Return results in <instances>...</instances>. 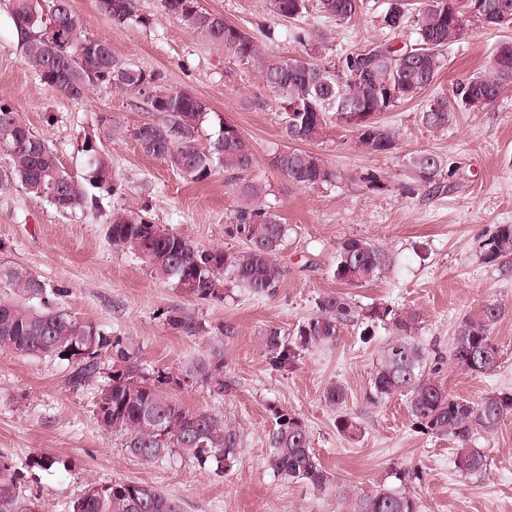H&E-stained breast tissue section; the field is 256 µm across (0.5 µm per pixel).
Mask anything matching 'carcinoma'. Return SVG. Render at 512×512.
I'll return each instance as SVG.
<instances>
[{"label": "carcinoma", "mask_w": 512, "mask_h": 512, "mask_svg": "<svg viewBox=\"0 0 512 512\" xmlns=\"http://www.w3.org/2000/svg\"><path fill=\"white\" fill-rule=\"evenodd\" d=\"M117 27L131 23L147 26L139 0H101ZM319 10L339 22L350 20L366 0H318ZM456 0H424L410 12L405 0H388L378 15L379 25L395 32L412 24L414 43L394 48L375 44L363 50H346L330 58L323 36L299 28L293 38L306 47L307 57L288 58L261 54L256 38L229 24L224 16L205 10L199 0H160L163 11L187 29L205 35L224 47L239 63L258 68L263 83L283 93L282 124L288 144L274 152L272 168L296 186L331 187L342 173L321 156L296 144L320 137L329 115L336 113L350 125L355 143L371 153L389 152L396 133L373 116L389 112L421 94L445 67L446 51L469 31L484 28L483 7L497 5L512 21V0H467L468 12H456ZM270 15L296 19L306 0H266ZM11 19L24 37V62L39 80L67 98L79 100L98 87L124 91L142 99L157 114L142 122L130 135L148 156L160 158L192 182H203L221 169L235 178L237 196L225 233L244 247L228 252L219 247L201 248L146 219L147 208L118 209L112 213L108 238L112 247L139 259L154 277L171 283L201 300L222 299L224 275L256 295L278 288L285 274L278 255L290 226L282 221L269 200L265 180L250 178L255 154L252 143L234 125L211 116L208 104L186 91L167 88L164 72L147 70L112 53L111 44L82 35V21L69 0H11ZM512 89V43L499 45L485 71L457 80L447 93L425 100L420 112L423 125L444 128L455 106L485 107ZM218 120L217 138L204 150L197 145L199 128ZM87 174L75 178L59 164L46 140L33 131L23 112L0 101V186L16 183L27 193L48 201L67 213L96 198L92 187L120 195L123 184L109 155L86 138L78 144ZM440 156L416 152L405 161L415 182L427 186L442 171ZM481 259L504 273H512V224H499L482 241ZM388 252L358 236H347L336 247L334 278L349 286L372 282L389 266ZM0 288L12 297L0 298V351L19 356L58 358L72 364L68 382L83 385L102 377L96 419L107 433L120 439L125 451L140 460L164 458L190 461L216 474L230 469L244 447V432L221 412H190L169 394L173 376L159 371L144 374L139 365L140 347L128 336H117L73 317L58 302L61 291L20 265L0 263ZM502 310L488 304L477 317L463 318L454 331L449 358L474 374H487L498 366L499 349L492 332ZM165 321L185 336L204 339L201 351L177 369V376L200 381L222 395L224 337L231 328H220L205 338L207 330L182 308L164 312ZM415 312L376 304L361 308L343 292H328L316 301L315 314L290 334L279 328L263 331V352L277 370L291 366L300 350L333 345L344 326L360 329V339L371 342L378 328L390 332L379 351L368 400L377 404L396 394L408 397L414 425L436 437L457 444L453 468L461 476L481 475L488 460L476 445L481 434L493 433L512 416V391L491 392L477 401L453 396L437 381L428 356L414 340ZM275 420L267 437L269 465L277 476L325 490L329 476L311 448L307 425L298 414L271 408ZM418 473L393 469L387 481L359 500V512H416L409 485ZM70 512H181L177 500L166 493L131 481L91 483L70 506ZM0 512H35L23 495L20 475L0 453Z\"/></svg>", "instance_id": "carcinoma-1"}]
</instances>
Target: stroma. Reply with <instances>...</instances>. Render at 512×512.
<instances>
[{"label":"stroma","mask_w":512,"mask_h":512,"mask_svg":"<svg viewBox=\"0 0 512 512\" xmlns=\"http://www.w3.org/2000/svg\"><path fill=\"white\" fill-rule=\"evenodd\" d=\"M139 3L149 26L122 28L112 25L100 0H71L86 37L108 40L116 56L164 71L169 88L202 98L251 141L253 173L270 183L278 210L292 227L279 253L283 280L270 295L233 286L225 299L200 300L113 248L107 234L113 211L145 203L151 222L198 246L241 249L242 241L224 232L236 206L233 180L219 171L195 183L145 155L130 130L153 115L137 107L132 95L102 87L75 101L44 85L23 61L9 0H0V99L24 112L74 176L85 174L78 144L87 137L102 141L125 191L98 194L96 204L61 213L18 184L0 187V262L22 265L62 289L60 304L80 321L134 338L148 374L177 368L201 348L200 339L170 328L163 311L183 308L212 332L231 327L232 335L224 339V378L231 381V392L220 395L196 383L172 387L170 393L187 410L220 411L237 421L245 448L235 466L221 474L190 462L134 458L97 423L99 382L73 387L66 361L0 352V453L20 469L24 496L38 512H68L87 485L124 480L165 492L181 512H357L359 499L378 489L390 468L401 467L420 474L414 486L419 512H512V416L478 442L489 456L487 471L462 477L453 469L454 441L415 429L405 397L376 405L368 401L387 330L365 344L358 328L343 327L334 345L303 350L285 371L272 369L262 350L264 329L294 330L315 313L320 295L339 290L333 276L336 244L354 235L392 257L379 278L349 288L357 305L388 303L415 311L416 340L437 365L436 378L448 393L475 401L491 391H512V275L480 257V244L496 225L512 224V91L488 107L458 108L444 129L421 123L416 100L378 114V121L397 133L394 149L383 154L356 148L346 121L332 117L325 134L305 148L344 179L328 189L298 187L269 166L272 152L287 142L281 93L263 84L256 67L240 64L167 15L160 0ZM200 4L255 35L265 25L283 30V37L261 45L265 53L285 58L305 55L291 36L296 25L323 35L334 54L413 40L410 30L390 32L377 24L385 0H370L368 9L343 23L324 17L313 4L295 24L270 16L265 0ZM510 40L512 23L464 36L448 48L445 68L426 96L480 72L495 47ZM105 114L116 126L109 140L100 124ZM417 151L442 158L435 186L417 185L405 167V158ZM369 173L384 177L383 189L365 187L362 178ZM489 303L502 309L492 334L501 352L499 365L492 373L474 375L450 360L448 348L461 318L478 316ZM334 383L345 391L339 406L324 398ZM275 406L303 418L330 477L326 490L280 479L270 469L266 435ZM341 416L357 424L355 438L337 431ZM41 455L54 457L55 465L29 468V460Z\"/></svg>","instance_id":"obj_1"}]
</instances>
